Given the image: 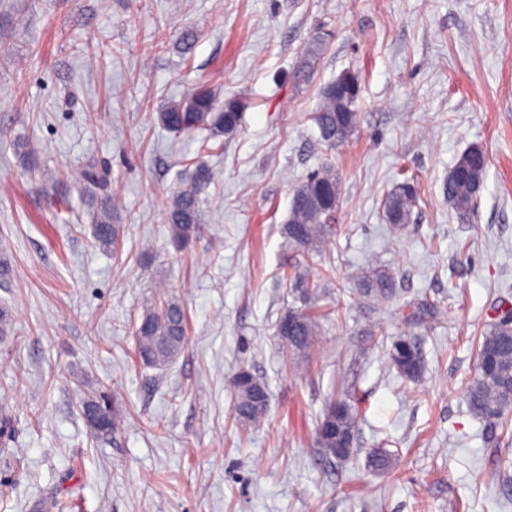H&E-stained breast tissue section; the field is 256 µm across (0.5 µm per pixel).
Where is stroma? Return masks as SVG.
<instances>
[{
  "instance_id": "stroma-1",
  "label": "stroma",
  "mask_w": 512,
  "mask_h": 512,
  "mask_svg": "<svg viewBox=\"0 0 512 512\" xmlns=\"http://www.w3.org/2000/svg\"><path fill=\"white\" fill-rule=\"evenodd\" d=\"M346 71L360 80L359 125L328 150L309 115ZM200 84L246 103L239 132L204 154L156 122ZM472 146L489 165L464 223L446 186ZM197 157L213 172L207 222L179 253L165 211ZM324 163L341 183L342 232L310 260L281 226ZM79 168L115 199L118 253L94 243L82 187L65 178ZM404 181L418 204L391 235L381 199ZM1 252L13 324L0 340V512L73 489L79 512H512V447L462 398L476 337L512 309V0H0ZM373 256L401 302L438 304L435 323L354 303ZM288 266L330 270L321 303L340 307L301 359L275 336L298 303ZM158 282L188 325L162 370L138 362L132 333ZM377 334L420 341L418 383L403 384ZM242 366L269 389L256 428L233 416ZM335 387L363 416L354 455L327 464L314 431ZM101 390L119 421L106 438L79 408ZM494 466L499 482L480 483Z\"/></svg>"
}]
</instances>
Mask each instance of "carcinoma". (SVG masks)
<instances>
[{
	"instance_id": "cac0c4a2",
	"label": "carcinoma",
	"mask_w": 512,
	"mask_h": 512,
	"mask_svg": "<svg viewBox=\"0 0 512 512\" xmlns=\"http://www.w3.org/2000/svg\"><path fill=\"white\" fill-rule=\"evenodd\" d=\"M360 95L358 76L344 72L326 85L318 108L312 113L319 136L318 142L326 149H334L355 131ZM246 104L237 97H228L217 103L212 92L199 88L178 103L157 113L159 125L178 135H189L197 130L209 132L201 151H210L209 142L224 147V138L235 135L240 127ZM488 159L484 150L472 146L465 150L448 172V204L459 217H475ZM213 178L210 168L198 163L191 182L176 190L165 213L170 242L177 249L185 247L206 223L199 195ZM341 186L336 170L324 164L298 185L281 233L288 245L311 253H320V247L336 239L340 227L325 222V215L340 207ZM93 211L92 232L95 244L104 251H114L123 237L121 225L115 223L111 197L93 195L89 199ZM416 192L410 183L397 185L383 196L381 206L384 221L394 230H401L410 222ZM284 278L294 285L301 306L291 307L278 320L276 335L287 351L306 354L318 342L322 326L320 320L331 319L333 310L318 305L317 281H308L304 275L284 269ZM397 293L396 276L392 268L373 263L357 277L353 300L364 305L380 306L392 301ZM506 313L491 322L476 341V365L468 379L463 398L468 411L481 420L495 421L501 428L499 438L512 442V321ZM136 356L151 368L161 369L173 363L185 348L187 323L180 300L166 287L155 292L146 307L140 323L134 328ZM387 356L399 378L406 382L418 381L424 372V358L418 340L400 336L387 348ZM247 376L250 390L234 391V418L243 427L261 425L266 416L269 390L267 385L249 370L242 368L234 377ZM81 409L90 431L104 437L117 427V413L110 396L102 393L82 401ZM360 411L348 394L331 398L315 429V441L322 460L331 463L351 456L355 448L354 435Z\"/></svg>"
}]
</instances>
